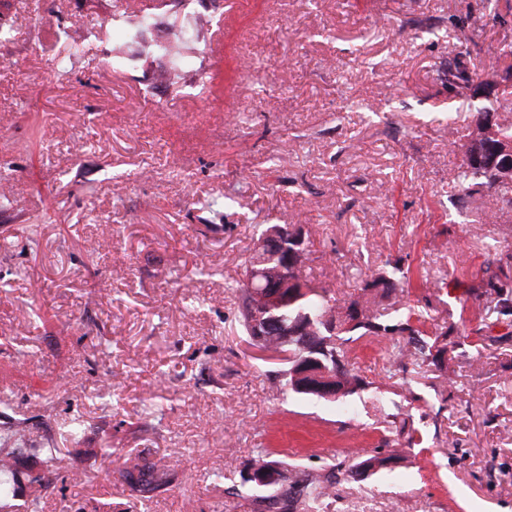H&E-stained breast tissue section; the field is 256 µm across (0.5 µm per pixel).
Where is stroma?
<instances>
[{
	"mask_svg": "<svg viewBox=\"0 0 512 512\" xmlns=\"http://www.w3.org/2000/svg\"><path fill=\"white\" fill-rule=\"evenodd\" d=\"M194 5L214 26L187 83L159 87L165 59L112 47L145 12L167 40L171 0H0V435L28 424L18 502L255 512L235 490L256 449L316 470L376 449L387 465L338 477L319 512H512V329L477 335L467 294L503 203L457 178L476 109L512 123V0L494 16L487 0ZM75 19L88 50L61 80ZM456 60L477 95L442 80ZM264 224L302 226L305 274L331 293L409 266L429 331L453 330L447 370L393 364L395 337L367 336L349 361L384 403L289 392L235 321L232 258ZM130 458L153 465L150 497L123 481Z\"/></svg>",
	"mask_w": 512,
	"mask_h": 512,
	"instance_id": "obj_1",
	"label": "stroma"
}]
</instances>
